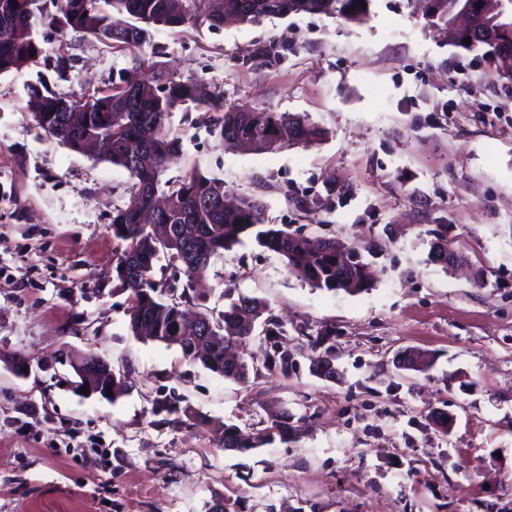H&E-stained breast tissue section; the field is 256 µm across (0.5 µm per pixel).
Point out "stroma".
<instances>
[{
    "instance_id": "35a3bbf8",
    "label": "stroma",
    "mask_w": 512,
    "mask_h": 512,
    "mask_svg": "<svg viewBox=\"0 0 512 512\" xmlns=\"http://www.w3.org/2000/svg\"><path fill=\"white\" fill-rule=\"evenodd\" d=\"M273 37L274 55L250 59ZM37 38L44 55L77 58L67 80L49 75L59 93L92 94L131 65L93 39ZM153 38L171 72L205 78L226 105L305 114L328 132L245 152L177 121L169 174L217 175L262 197L269 223L375 246L374 280L319 290L251 242L212 259L203 311L245 294L286 328L253 332L244 384L133 336L112 283L128 172L37 125V67L1 74L0 512H512V90L414 0H374L360 24L299 14ZM318 198L325 207L300 209ZM439 224L463 265L429 261ZM317 337L335 377L312 369ZM407 349L434 354L429 374L397 367ZM88 352L125 374L126 396L68 385L63 356ZM284 353L283 373L270 362ZM17 356L27 377L9 366ZM273 410L297 429L288 443L221 447L217 423L250 432Z\"/></svg>"
}]
</instances>
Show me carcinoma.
Returning a JSON list of instances; mask_svg holds the SVG:
<instances>
[{
  "mask_svg": "<svg viewBox=\"0 0 512 512\" xmlns=\"http://www.w3.org/2000/svg\"><path fill=\"white\" fill-rule=\"evenodd\" d=\"M366 6H361V3ZM374 0H0V74L19 71L39 59L43 50L35 31L48 23L62 36L95 38L117 51H128L134 60L148 64L150 79L133 96L119 82L76 100L49 89L44 80L28 88V106L38 126L65 146L78 152L106 140L112 150L105 160L125 169L133 183L128 200L112 205V238L116 262L115 288L127 294L130 329L135 336H154L183 357L200 362L207 370L231 381L244 383L250 368L243 357L230 360L229 347L245 344L255 326L265 336L285 334L284 326L269 314L268 305L239 296L224 307L219 318H209L212 339L194 352L198 333L184 316L182 302L196 298L194 282L203 278L211 259L253 239L258 246L281 257L288 271L313 288L343 290L349 294L368 289L362 255L325 236L291 231L286 224H270L263 202L252 195L231 197L223 179L199 170L165 177L166 163L181 151L180 138L171 126L177 111L202 112L210 134L227 145L254 152L277 151L323 140L325 128L302 115L267 110L245 111L224 106V97L197 77L183 78L165 69L158 58L162 50L153 42L151 28L224 25V13L245 23L286 18L292 14L325 15L347 23H361ZM428 15L431 26L451 29L453 20L470 0H436ZM476 58L496 73L512 69V57H494L496 48L478 40L467 46ZM36 55H30V52ZM77 59L58 51L47 66L59 78L68 76ZM82 112L60 111L69 102ZM430 257L448 265V241L444 232L430 231ZM167 261L172 275L156 279L155 263ZM186 280H181V277ZM178 289L179 301L171 302L157 289ZM288 417H269L263 428L249 436L234 425H224L219 441L226 448L250 451L280 440L288 442Z\"/></svg>",
  "mask_w": 512,
  "mask_h": 512,
  "instance_id": "cac0c4a2",
  "label": "carcinoma"
}]
</instances>
